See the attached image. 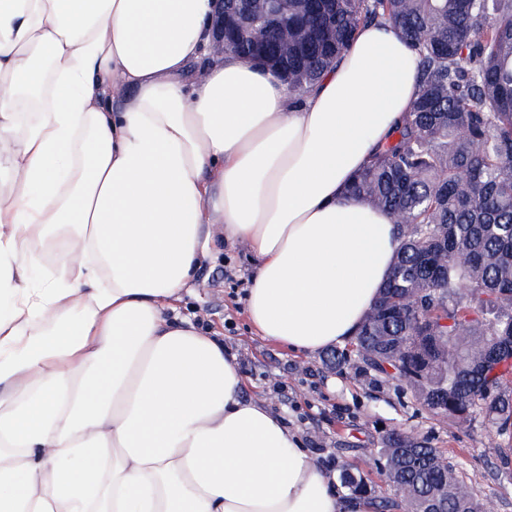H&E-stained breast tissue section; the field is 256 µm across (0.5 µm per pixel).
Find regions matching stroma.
<instances>
[{
  "label": "stroma",
  "instance_id": "35a3bbf8",
  "mask_svg": "<svg viewBox=\"0 0 512 512\" xmlns=\"http://www.w3.org/2000/svg\"><path fill=\"white\" fill-rule=\"evenodd\" d=\"M252 274L246 244L225 250L205 266L204 287L185 297L181 311L220 332L245 378L246 397L283 415L317 465L331 472L348 465L380 482L374 448L392 430H408L439 448L476 494L496 502V512H512V461L500 453L496 428L480 416L454 426L426 412L398 380L341 373L326 364L325 351L296 354L256 336L245 311Z\"/></svg>",
  "mask_w": 512,
  "mask_h": 512
}]
</instances>
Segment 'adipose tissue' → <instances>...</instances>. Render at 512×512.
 I'll return each mask as SVG.
<instances>
[{
    "label": "adipose tissue",
    "mask_w": 512,
    "mask_h": 512,
    "mask_svg": "<svg viewBox=\"0 0 512 512\" xmlns=\"http://www.w3.org/2000/svg\"><path fill=\"white\" fill-rule=\"evenodd\" d=\"M212 0H0V512H372L178 310L248 245L254 332L352 337L401 246L346 190L418 93L361 27L315 86L208 51Z\"/></svg>",
    "instance_id": "adipose-tissue-1"
}]
</instances>
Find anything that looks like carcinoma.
Masks as SVG:
<instances>
[{"label":"carcinoma","mask_w":512,"mask_h":512,"mask_svg":"<svg viewBox=\"0 0 512 512\" xmlns=\"http://www.w3.org/2000/svg\"><path fill=\"white\" fill-rule=\"evenodd\" d=\"M390 22L418 55L416 99L393 142L349 186L389 212L403 244L350 347L409 384L428 413L512 425V0H224V39L288 90L315 83L358 29ZM389 491L343 468L376 512H483L428 439L388 433L375 458Z\"/></svg>","instance_id":"obj_1"}]
</instances>
